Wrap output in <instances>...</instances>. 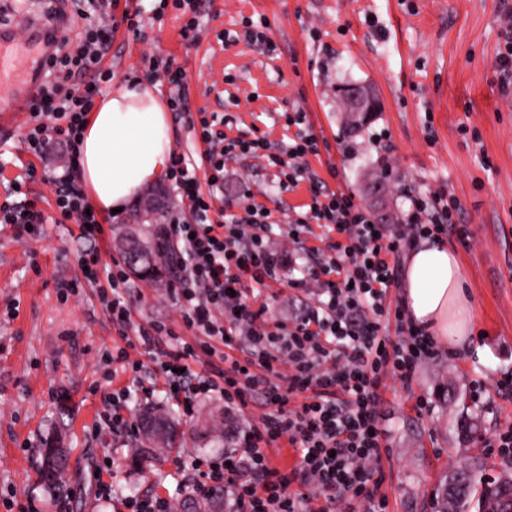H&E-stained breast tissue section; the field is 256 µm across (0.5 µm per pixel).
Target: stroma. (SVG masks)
<instances>
[{
	"label": "stroma",
	"instance_id": "obj_1",
	"mask_svg": "<svg viewBox=\"0 0 512 512\" xmlns=\"http://www.w3.org/2000/svg\"><path fill=\"white\" fill-rule=\"evenodd\" d=\"M512 0H199L200 40L190 46L175 8L134 39L118 27L104 58L116 77L112 89L145 81L144 54L171 60L187 74L185 111L233 113L247 138L285 141L284 115L302 111L318 140L298 186L280 188L278 171L243 155L228 161L224 196L252 193L255 203L284 224L306 211L313 187L353 194L378 219L394 222L410 198L443 192L457 203L454 228L445 240L465 269L474 305L476 346L452 352L439 346L419 362L411 384L387 380L379 409L390 437L381 451V494L386 512H434L435 493L448 474L480 460L483 480L512 472L495 438L512 426V94L499 90L497 54L504 15ZM266 21L269 45L240 40L245 22ZM367 87L376 109L362 132L346 130L340 90ZM28 113L0 124V202L11 180L30 159L25 137ZM139 197L106 221L98 245L101 262L122 253L120 241L136 232L145 245L157 241L156 226L136 221ZM75 225L38 224L32 239L15 241L0 228V512H55L57 495L71 512H126L132 495L179 498L190 506L184 461L218 455L227 438L203 437L211 418L223 430L247 428L263 412L228 413L217 397H202L191 410L173 399L164 380H153L154 353L140 346L144 380L155 383L154 401L164 403L185 432L179 453L151 464L131 455L135 433L96 431L103 399L130 385L131 372L102 360L121 339L95 290L62 300L60 290L81 275L84 250ZM150 279H133L122 296L134 323L159 321L176 331L168 348L192 340L182 328L166 288L172 278L163 259ZM18 304L19 314L6 309ZM488 348L492 357L477 356ZM477 440L459 435L461 419ZM66 450L68 466L59 486L40 474L44 448ZM112 495L95 494V469Z\"/></svg>",
	"mask_w": 512,
	"mask_h": 512
}]
</instances>
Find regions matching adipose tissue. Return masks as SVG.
Segmentation results:
<instances>
[{"label":"adipose tissue","instance_id":"ef3b65f1","mask_svg":"<svg viewBox=\"0 0 512 512\" xmlns=\"http://www.w3.org/2000/svg\"><path fill=\"white\" fill-rule=\"evenodd\" d=\"M79 173L102 214L125 206L166 170L168 119L152 88L132 83L99 102L79 144ZM405 308L414 324L451 350L472 344L473 303L457 254L440 242L415 247L404 271Z\"/></svg>","mask_w":512,"mask_h":512}]
</instances>
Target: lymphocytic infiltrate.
I'll list each match as a JSON object with an SVG mask.
<instances>
[{
	"instance_id": "1",
	"label": "lymphocytic infiltrate",
	"mask_w": 512,
	"mask_h": 512,
	"mask_svg": "<svg viewBox=\"0 0 512 512\" xmlns=\"http://www.w3.org/2000/svg\"><path fill=\"white\" fill-rule=\"evenodd\" d=\"M115 25L110 15L100 14L79 33L76 52L58 49L46 57L44 65L54 78L29 106L26 136L27 149L37 158L46 159L55 145L77 151L94 99L113 78L103 59ZM77 75L87 81L75 88L70 81ZM303 122L302 112L287 114L286 124L296 132L273 153L265 139L228 137L234 116H203V173L190 170L186 154L172 155L167 177L188 211L171 215L159 235L178 247L177 273L168 293L196 340L162 350L157 370L184 392L185 402L218 393L227 409L241 414L258 401L265 408L260 425L235 432L232 451L193 458L189 472L196 478L195 491L207 496L231 491L235 512H309L307 497L288 491L296 482L320 495L335 494L342 512H353L359 498L368 502L370 512H385L375 478L387 435L378 409L380 389L388 376L410 384L417 359L436 349L424 330L406 321L401 308L388 304L397 280L390 259L416 239L441 240L452 214L438 192L412 197L410 209L396 224L377 223L351 194L313 199L280 232L283 244L292 247L315 225L330 235L323 263L287 282L313 302L300 317L270 320L261 296L265 286L280 280L279 253L266 235L273 224L271 213L251 203L243 204L240 213H228L218 194L226 163L241 154L266 159L279 168L286 185H296L306 157L317 152L316 139ZM47 182L58 223L76 224L79 238L87 242L104 239L103 219L89 212L76 167ZM46 221L38 197L0 203V223L12 227L16 241L28 242L33 225ZM79 264L84 271L68 284V294L97 289L113 324L134 333L118 348V360L129 363L133 372L142 371L143 362L131 358L130 348H159L173 329L161 322L133 323L119 295L129 285L123 268L100 265L91 250L80 254ZM390 317L404 334L395 344L382 332L383 320ZM200 353L213 360L211 376L183 368ZM295 396L300 399L296 405L291 402ZM282 441L297 454L288 471L274 466L266 454Z\"/></svg>"
}]
</instances>
